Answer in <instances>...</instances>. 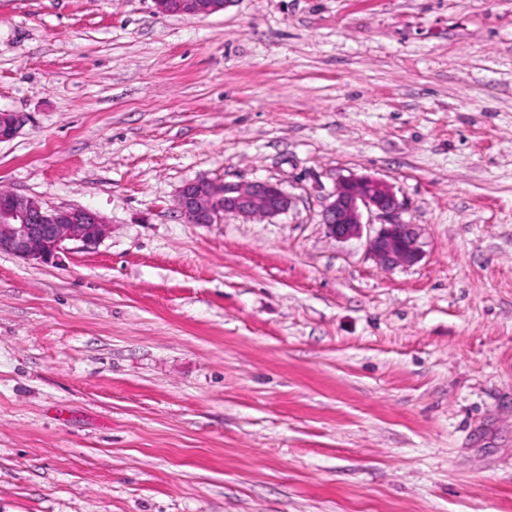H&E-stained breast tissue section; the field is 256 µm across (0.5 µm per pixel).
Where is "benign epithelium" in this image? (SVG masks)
Listing matches in <instances>:
<instances>
[{
  "label": "benign epithelium",
  "instance_id": "7a95c632",
  "mask_svg": "<svg viewBox=\"0 0 512 512\" xmlns=\"http://www.w3.org/2000/svg\"><path fill=\"white\" fill-rule=\"evenodd\" d=\"M228 0H154L164 15L205 17L224 10ZM25 122L19 112H0V141L13 139ZM176 208L195 224H214L227 213L275 217L291 205L290 196L268 181L188 182L175 199ZM402 202L387 182L371 176H348L336 184L333 201L323 215L329 234L341 240L358 238L363 216L380 220L369 240L375 260L384 267L413 265L421 258L417 225L398 220ZM108 230L95 211L82 207L47 208L32 197L0 190V253L28 263L48 264L68 242L92 244Z\"/></svg>",
  "mask_w": 512,
  "mask_h": 512
}]
</instances>
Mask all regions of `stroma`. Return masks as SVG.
<instances>
[{
    "label": "stroma",
    "mask_w": 512,
    "mask_h": 512,
    "mask_svg": "<svg viewBox=\"0 0 512 512\" xmlns=\"http://www.w3.org/2000/svg\"><path fill=\"white\" fill-rule=\"evenodd\" d=\"M0 111V188L109 226L0 253V512H512V0H0ZM349 175L418 263L328 234ZM164 15L205 17L224 10L228 0H153ZM333 201L323 215L329 234L341 240L362 234L364 213L375 215L379 228L369 240L375 260L384 267L413 265L421 258L416 224L398 220L402 202L386 181L371 176H348L336 184ZM175 205L194 224H214L227 213L244 217L278 216L289 209L291 198L278 184L268 181L198 180L182 186Z\"/></svg>",
    "instance_id": "1"
}]
</instances>
